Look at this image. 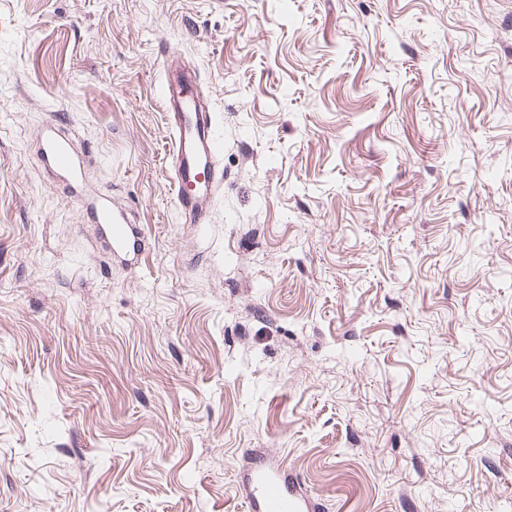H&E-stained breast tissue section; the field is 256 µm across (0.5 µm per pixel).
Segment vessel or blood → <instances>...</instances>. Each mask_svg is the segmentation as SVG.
<instances>
[{"mask_svg": "<svg viewBox=\"0 0 512 512\" xmlns=\"http://www.w3.org/2000/svg\"><path fill=\"white\" fill-rule=\"evenodd\" d=\"M171 75L162 86V106L175 131L170 141L171 186L182 223L193 226L211 221V208L224 188V171L212 114L201 105L195 73L179 67L176 53L163 48ZM40 162L46 172L75 185L83 183V168L72 148V136L63 126L44 128ZM87 215L105 232L113 257L135 264L144 249V233L94 189H86ZM248 506L253 512H312L307 498L292 490L288 473L264 457L253 459L247 473Z\"/></svg>", "mask_w": 512, "mask_h": 512, "instance_id": "vessel-or-blood-1", "label": "vessel or blood"}]
</instances>
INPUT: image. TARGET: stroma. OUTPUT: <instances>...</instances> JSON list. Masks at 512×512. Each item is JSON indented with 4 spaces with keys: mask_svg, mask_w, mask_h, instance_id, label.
I'll list each match as a JSON object with an SVG mask.
<instances>
[{
    "mask_svg": "<svg viewBox=\"0 0 512 512\" xmlns=\"http://www.w3.org/2000/svg\"><path fill=\"white\" fill-rule=\"evenodd\" d=\"M165 44L223 142L196 230ZM258 453L318 512H512V0H0V512H245ZM42 141L39 159L46 172L84 188L83 168L73 151L70 132L59 124H50L43 130ZM87 215L105 232L106 244L113 257L134 265L144 250V233L138 224H133L125 211L110 204L95 189L86 188Z\"/></svg>",
    "mask_w": 512,
    "mask_h": 512,
    "instance_id": "stroma-1",
    "label": "stroma"
}]
</instances>
